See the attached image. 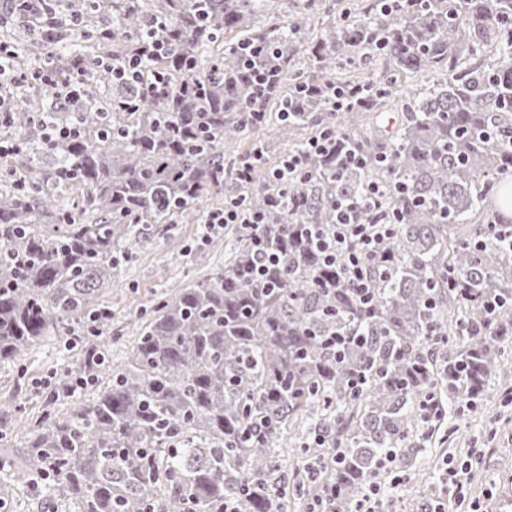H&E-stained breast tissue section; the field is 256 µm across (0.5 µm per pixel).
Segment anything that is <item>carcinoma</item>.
Masks as SVG:
<instances>
[{
  "instance_id": "carcinoma-1",
  "label": "carcinoma",
  "mask_w": 512,
  "mask_h": 512,
  "mask_svg": "<svg viewBox=\"0 0 512 512\" xmlns=\"http://www.w3.org/2000/svg\"><path fill=\"white\" fill-rule=\"evenodd\" d=\"M338 0H89L77 28L75 0H50V39L31 40L17 69L63 73L87 64L77 99L35 78L13 93L20 145L0 173V241L31 260L0 262V362L65 327L100 314L97 293L148 231L203 220L236 199L264 216L261 232L280 255L268 283L245 278L253 259L244 234L224 269L152 302L125 361L84 362L60 378L93 373L92 402L50 407L27 426L22 474L48 471L64 512H286L323 501L353 512L382 462L444 403L512 375V253L490 239L491 180L512 172V0H410L358 13ZM288 11V19H281ZM162 23L166 50L144 75L166 90L138 102L96 62L139 48ZM381 70L356 77L359 60ZM270 76L264 92L250 71ZM364 102L329 111L332 86ZM404 120L390 142L378 118ZM41 108L79 134L46 142ZM272 128L291 150L324 130L336 152L309 153L283 184L245 159L269 160ZM349 150L363 161L344 167ZM26 179L18 187L17 176ZM378 188L359 224L392 222L394 235L366 258L370 303L322 264L307 230ZM462 275L463 297L449 279ZM501 307L485 320L483 303ZM330 336H346L340 353ZM324 444H316V439ZM288 447L293 471L276 449ZM275 485L279 492H270Z\"/></svg>"
}]
</instances>
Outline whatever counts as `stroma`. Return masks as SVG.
Segmentation results:
<instances>
[{"instance_id":"35a3bbf8","label":"stroma","mask_w":512,"mask_h":512,"mask_svg":"<svg viewBox=\"0 0 512 512\" xmlns=\"http://www.w3.org/2000/svg\"><path fill=\"white\" fill-rule=\"evenodd\" d=\"M235 236L234 229L201 242L198 225L179 223L140 240L132 260L114 273L97 294L99 306L112 312V324L103 335L87 339L88 347L106 349L112 364H120L131 350L138 326L150 313L152 299L192 285L203 276L223 269L224 257ZM80 356L70 348L65 333L47 337L18 361L0 364V404L21 403L24 417L0 419V450L21 452L22 434L47 400L59 410L87 402L90 391L51 395L44 389ZM478 449L480 458L472 467L470 498L485 501L489 512H500L512 503V402L507 401L497 377H488L485 389L472 411L452 409L445 421L432 430H421L404 453L410 467L395 466L379 491L381 512H420L431 494L441 492V473L449 459L465 457ZM49 487L33 488L16 481L11 469L0 471V512H49Z\"/></svg>"}]
</instances>
